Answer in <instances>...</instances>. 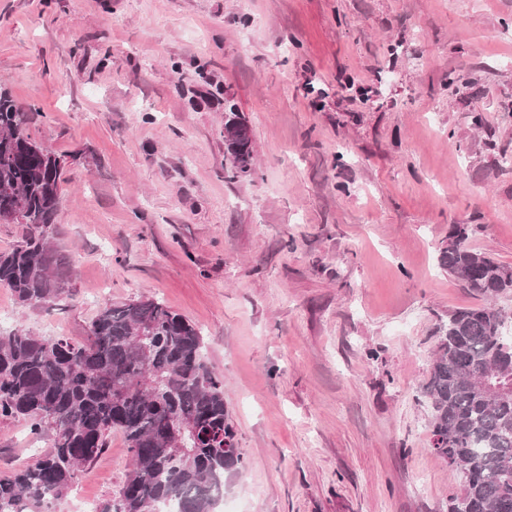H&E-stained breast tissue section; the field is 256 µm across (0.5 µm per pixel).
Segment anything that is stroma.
Instances as JSON below:
<instances>
[{"instance_id":"obj_1","label":"stroma","mask_w":512,"mask_h":512,"mask_svg":"<svg viewBox=\"0 0 512 512\" xmlns=\"http://www.w3.org/2000/svg\"><path fill=\"white\" fill-rule=\"evenodd\" d=\"M0 87L65 161L72 259L53 302L0 287L1 330L82 342L141 297L195 324L244 459L214 512H448L418 387L484 303L439 264L451 227L512 266V0H0ZM49 446L0 418V474ZM130 470L111 432L51 512ZM224 119V147L231 164L233 178L250 179L256 172L251 133L242 117L229 107Z\"/></svg>"}]
</instances>
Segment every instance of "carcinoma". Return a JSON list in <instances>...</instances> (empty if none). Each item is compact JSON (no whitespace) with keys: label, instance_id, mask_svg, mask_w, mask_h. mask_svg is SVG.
I'll return each mask as SVG.
<instances>
[{"label":"carcinoma","instance_id":"1","mask_svg":"<svg viewBox=\"0 0 512 512\" xmlns=\"http://www.w3.org/2000/svg\"><path fill=\"white\" fill-rule=\"evenodd\" d=\"M224 147L232 177L255 172L251 133L229 107ZM60 156L32 138L28 112L0 89V219L35 228L0 252V287L25 307L70 291V259L49 243L62 182ZM458 226L440 264L487 298L512 293V267L473 251ZM508 317L489 304L462 308L440 324L429 376L435 452L462 480L450 512H512V382ZM200 331L152 298L100 309L82 343L43 338L20 326L0 333V418L21 417L51 446L23 470L0 476V512H41L62 498L80 468L125 437L132 469L100 512H213L224 473L244 460L224 404V380L204 357Z\"/></svg>","mask_w":512,"mask_h":512}]
</instances>
